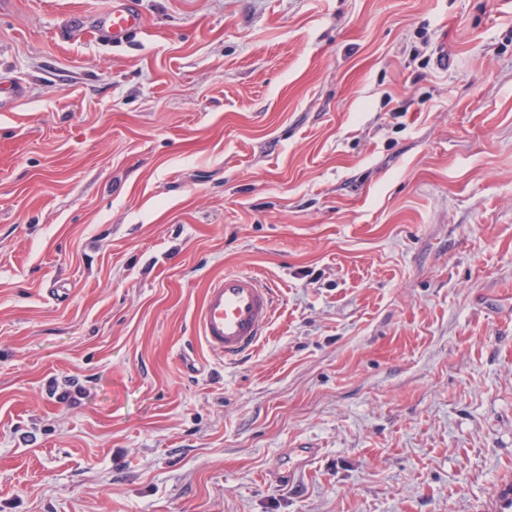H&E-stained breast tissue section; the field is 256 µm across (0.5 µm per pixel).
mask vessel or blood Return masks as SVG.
Masks as SVG:
<instances>
[{
    "mask_svg": "<svg viewBox=\"0 0 512 512\" xmlns=\"http://www.w3.org/2000/svg\"><path fill=\"white\" fill-rule=\"evenodd\" d=\"M133 0H113L103 27L114 40L138 26ZM276 306L275 290L252 273L227 272L212 280L194 317L198 338L227 360L249 351L260 341Z\"/></svg>",
    "mask_w": 512,
    "mask_h": 512,
    "instance_id": "obj_1",
    "label": "vessel or blood"
}]
</instances>
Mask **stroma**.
Wrapping results in <instances>:
<instances>
[{"mask_svg":"<svg viewBox=\"0 0 512 512\" xmlns=\"http://www.w3.org/2000/svg\"><path fill=\"white\" fill-rule=\"evenodd\" d=\"M136 2L0 0V512H512V0ZM140 13L131 0H113L104 22V32L112 40H119L138 26ZM276 306L275 288L252 273L225 272L212 280L194 317L198 338L225 360L260 341Z\"/></svg>","mask_w":512,"mask_h":512,"instance_id":"35a3bbf8","label":"stroma"}]
</instances>
